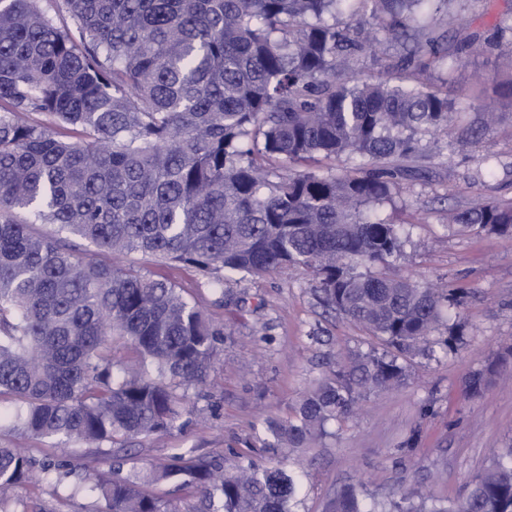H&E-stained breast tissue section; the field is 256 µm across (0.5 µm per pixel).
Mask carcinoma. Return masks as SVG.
Returning a JSON list of instances; mask_svg holds the SVG:
<instances>
[{
	"instance_id": "carcinoma-1",
	"label": "carcinoma",
	"mask_w": 512,
	"mask_h": 512,
	"mask_svg": "<svg viewBox=\"0 0 512 512\" xmlns=\"http://www.w3.org/2000/svg\"><path fill=\"white\" fill-rule=\"evenodd\" d=\"M455 0H0V396L12 429L105 455L186 414L175 388L203 384L219 332L183 289L83 256H150L224 275L303 267L326 310L383 346L333 371L286 420L298 447L398 385L457 292L387 271L400 226L380 217L427 159L418 135L448 129V96L422 75ZM402 52L373 56L369 34ZM345 155L340 174L316 165ZM306 165L303 171L297 170ZM465 228L512 233V206L462 208ZM52 230L34 233L30 224ZM137 367L114 373L112 341ZM33 464L0 448V512ZM100 512H177L148 486L173 481L207 512H297L284 467L179 455L146 474L84 477ZM326 512H512V450L446 504L349 486Z\"/></svg>"
}]
</instances>
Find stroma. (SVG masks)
<instances>
[{"mask_svg":"<svg viewBox=\"0 0 512 512\" xmlns=\"http://www.w3.org/2000/svg\"><path fill=\"white\" fill-rule=\"evenodd\" d=\"M512 0H456L449 33L471 34L483 51L431 72L455 113L448 130L423 138L429 158L405 181L381 217L406 231L393 267L421 283L461 290L463 303L414 355L402 383L367 392L356 415L330 424L302 448H270L264 420L288 417L337 363L369 355L377 343L352 323L324 314L311 274L285 269L232 284L221 300L202 274L138 254L120 264L185 289L222 334L224 357L205 383L186 393L183 427L133 443L124 471H142L174 454L224 459L240 455L262 466L304 471L299 512H326L341 489L361 484L376 499L423 491L457 499L494 455L512 448V236L464 232L455 212L478 200L512 204V38L500 36ZM461 336L457 349L445 347ZM491 373L479 393L470 378ZM18 448L35 464L15 492L14 512H98L77 476L111 474L112 461L71 443L0 429V447ZM70 464L71 477L44 478L42 463Z\"/></svg>","mask_w":512,"mask_h":512,"instance_id":"stroma-1","label":"stroma"}]
</instances>
